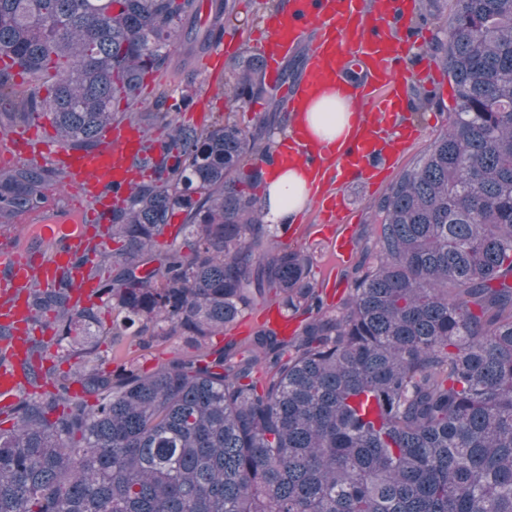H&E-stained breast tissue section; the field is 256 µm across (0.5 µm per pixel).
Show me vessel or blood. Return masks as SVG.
Here are the masks:
<instances>
[{"instance_id":"b4317fda","label":"vessel or blood","mask_w":512,"mask_h":512,"mask_svg":"<svg viewBox=\"0 0 512 512\" xmlns=\"http://www.w3.org/2000/svg\"><path fill=\"white\" fill-rule=\"evenodd\" d=\"M417 14V0H288L264 21L257 49L266 77L281 85L290 101L291 132L275 145L272 161L309 173L313 210L336 227L331 239L336 264L354 251L342 187L358 178L380 184L420 135L407 116L406 98L413 80L427 78L433 63L422 49L426 31L413 23ZM304 41L309 48L302 67L290 83H283L281 62ZM231 48L221 38L212 43L207 62L211 81L219 80ZM329 91L349 100L354 118L349 136L328 144L309 134L303 114L313 98ZM146 143V135L125 122L106 128L91 150L73 149L52 135L0 132V152L37 153L64 183L81 184L88 193L87 206L74 212L52 207L18 214L24 235L7 234L0 246V291L7 296L0 304V324L12 329L11 336L0 339V409L18 402L26 382L27 336L52 332L29 308L30 290L51 288L68 270L78 293L95 291V282L74 265L90 237L108 246V237L96 236V227L107 223L112 208L129 195L138 179L133 162Z\"/></svg>"}]
</instances>
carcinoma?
I'll use <instances>...</instances> for the list:
<instances>
[{
  "label": "carcinoma",
  "instance_id": "1",
  "mask_svg": "<svg viewBox=\"0 0 512 512\" xmlns=\"http://www.w3.org/2000/svg\"><path fill=\"white\" fill-rule=\"evenodd\" d=\"M231 11L212 0L200 33L196 0H0V117L46 116L82 150L125 120L163 129L112 210L120 247L93 248L112 342L199 343L272 293L303 317L289 337L260 325L247 357L229 341L144 373L94 363L70 273L33 290L84 397L58 381L14 407L0 512H512V0H454L448 123L372 204L377 264L336 313L263 221L280 113L188 131L167 96L138 111L145 77L191 72ZM231 93L275 100L262 58L240 59ZM51 177L0 172V215L37 208Z\"/></svg>",
  "mask_w": 512,
  "mask_h": 512
}]
</instances>
